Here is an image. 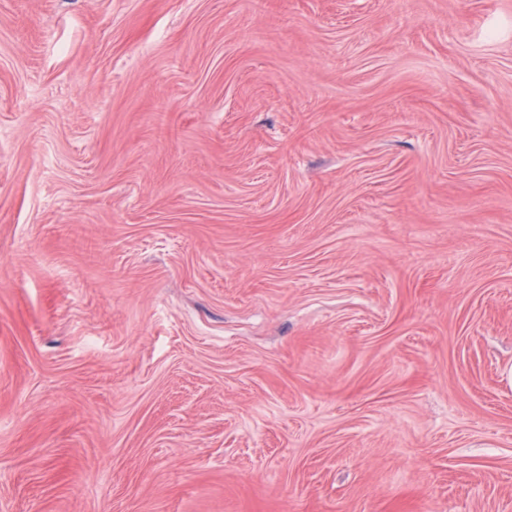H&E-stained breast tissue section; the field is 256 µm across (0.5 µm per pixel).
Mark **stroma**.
<instances>
[{"label":"stroma","mask_w":512,"mask_h":512,"mask_svg":"<svg viewBox=\"0 0 512 512\" xmlns=\"http://www.w3.org/2000/svg\"><path fill=\"white\" fill-rule=\"evenodd\" d=\"M0 512H512V0H0Z\"/></svg>","instance_id":"stroma-1"}]
</instances>
